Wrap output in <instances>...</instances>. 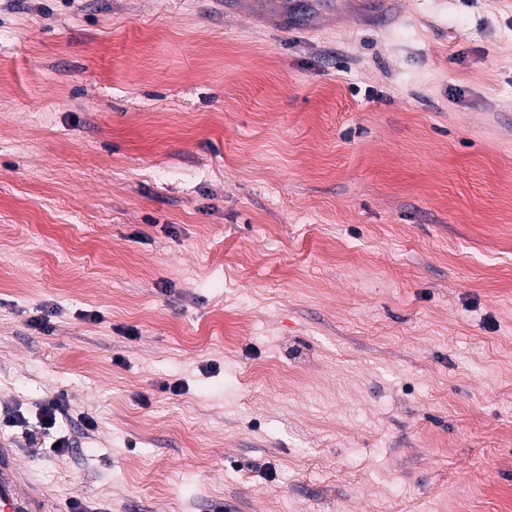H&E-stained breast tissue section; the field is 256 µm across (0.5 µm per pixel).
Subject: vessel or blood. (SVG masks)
I'll list each match as a JSON object with an SVG mask.
<instances>
[{
  "mask_svg": "<svg viewBox=\"0 0 512 512\" xmlns=\"http://www.w3.org/2000/svg\"><path fill=\"white\" fill-rule=\"evenodd\" d=\"M0 512H60V507L30 484L16 448L0 440Z\"/></svg>",
  "mask_w": 512,
  "mask_h": 512,
  "instance_id": "vessel-or-blood-1",
  "label": "vessel or blood"
}]
</instances>
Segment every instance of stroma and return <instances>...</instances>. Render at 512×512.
Wrapping results in <instances>:
<instances>
[{
	"mask_svg": "<svg viewBox=\"0 0 512 512\" xmlns=\"http://www.w3.org/2000/svg\"><path fill=\"white\" fill-rule=\"evenodd\" d=\"M7 407L62 512H512V0H0ZM60 417H65L66 420L71 418L68 413L67 404L61 396L53 395L44 399L41 411L39 414L40 422L44 425L43 442L45 439L52 435V430L56 429Z\"/></svg>",
	"mask_w": 512,
	"mask_h": 512,
	"instance_id": "obj_1",
	"label": "stroma"
}]
</instances>
